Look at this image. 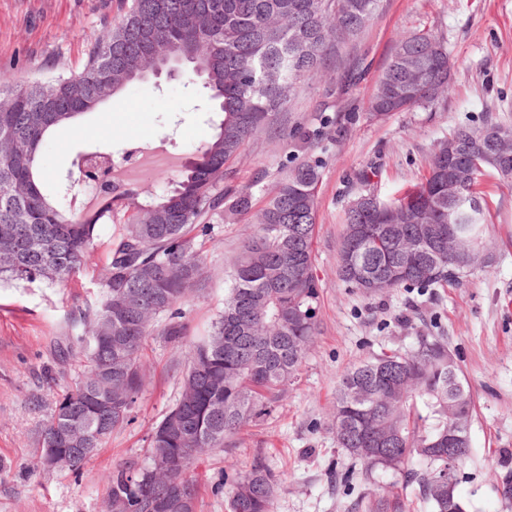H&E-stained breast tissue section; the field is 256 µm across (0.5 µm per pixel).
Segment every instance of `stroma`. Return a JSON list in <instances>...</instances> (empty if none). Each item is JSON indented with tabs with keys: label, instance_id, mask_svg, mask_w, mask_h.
Here are the masks:
<instances>
[{
	"label": "stroma",
	"instance_id": "1",
	"mask_svg": "<svg viewBox=\"0 0 512 512\" xmlns=\"http://www.w3.org/2000/svg\"><path fill=\"white\" fill-rule=\"evenodd\" d=\"M119 3L0 0V79L79 72L88 44L105 34ZM419 31L443 38L455 64L442 103L370 120L368 101L395 46ZM208 109L200 84L188 76L133 82L54 131L40 151V167L54 184L73 170L79 149L101 141L116 154L162 145L189 157L213 133ZM327 119L335 121L336 135L306 138ZM492 122L512 127V0H381L367 27L228 165L225 191L253 184L258 209L278 177L305 160L318 164L319 331L268 414L198 464V512H229L227 493L214 488L224 476L245 473L257 456L284 483L273 512H355V501L379 497L403 512H427L402 473L366 477L337 447L329 423L336 388L353 364L388 349H415L421 336L444 340L474 401L459 497L475 512H512V185L485 169L480 189L488 246L461 282L366 296L336 273L344 211L356 195L368 189L384 199L399 196L424 178L435 145L455 128ZM253 229L251 216L228 214L206 240L207 280L181 306L191 331L208 327L223 309L224 269ZM117 231L114 224L100 227L93 252L67 287L0 283V461L8 466L0 474V512H104L113 467L146 455L153 428L179 396L186 350L150 337L145 384L129 422L79 473L35 465L43 422L82 372L75 361L55 366L53 345L68 334V314L95 299Z\"/></svg>",
	"mask_w": 512,
	"mask_h": 512
}]
</instances>
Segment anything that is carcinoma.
<instances>
[{
  "mask_svg": "<svg viewBox=\"0 0 512 512\" xmlns=\"http://www.w3.org/2000/svg\"><path fill=\"white\" fill-rule=\"evenodd\" d=\"M380 0H122L123 14L106 39L89 44L83 69L46 81L0 83V281L67 286L94 248L98 226L119 224L100 298L71 322L70 344L58 361L82 363L81 378L57 401L39 447L59 439L73 421L84 444H57L76 472L112 432L129 421L143 387L142 354L149 336L182 345L188 337L179 304L202 286V237L228 209L252 210V186L224 192V167L279 112L328 55L356 37ZM154 41L155 56L146 51ZM192 58L216 120L214 134L162 195L145 188H102L107 204L83 213L43 190L38 165L49 134L92 112L140 78L154 58ZM448 51L432 34L415 33L395 47L371 96L369 116L433 108L448 85ZM459 153L448 156V142ZM462 198L448 222L457 163ZM512 183V129L460 127L440 142L427 177L401 196L373 200L360 217L349 209L339 249L343 282L366 295L431 288L460 279L458 250L487 248L480 201L485 168ZM319 166L304 161L275 182L254 215L230 274L224 310L208 333L191 342L180 397L156 426L146 457L116 465L106 504L112 512H159L154 503L189 490L195 463L226 447L271 408L295 378L317 330L319 280L312 264ZM473 398L448 346L422 336L411 352H381L354 365L339 382L331 428L338 447L365 474L396 471L415 485L429 512H448V434L459 415L472 418ZM168 466L159 471L154 458ZM282 485L255 457L229 484L230 512H272Z\"/></svg>",
  "mask_w": 512,
  "mask_h": 512,
  "instance_id": "cac0c4a2",
  "label": "carcinoma"
}]
</instances>
